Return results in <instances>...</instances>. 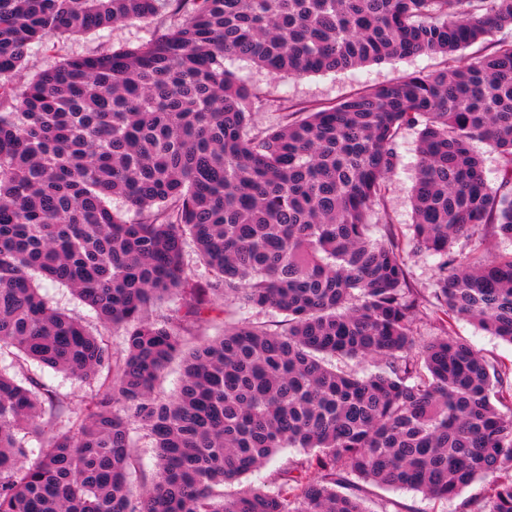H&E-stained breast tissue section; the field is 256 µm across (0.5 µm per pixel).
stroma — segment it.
<instances>
[{
	"mask_svg": "<svg viewBox=\"0 0 512 512\" xmlns=\"http://www.w3.org/2000/svg\"><path fill=\"white\" fill-rule=\"evenodd\" d=\"M170 25L168 13L163 12L147 21L128 20L94 33L72 36L60 41L34 43L28 48L27 72L31 75L36 74L53 66L60 57L67 55H85L112 48L135 47L151 40ZM224 66L249 81L262 95L313 109L336 104L355 93L405 75L439 70L444 66V59L438 55L418 54L297 79L288 76L270 77L264 70L242 57L226 58ZM397 152L399 164L390 178L386 196L390 222L386 225H371L370 235L372 238L380 239L391 231L404 242L403 258L408 279L422 295L428 296L434 288L438 259L428 253L416 251L409 244V226L414 219L410 196L418 161L417 129L403 130L397 141ZM280 320V314L275 311L251 308L236 299L221 297L208 313L206 322L201 323L197 329L196 336L200 339L219 336L223 334L226 326L241 321L276 325ZM450 333L466 340L491 364L512 372V344L486 334L475 322L469 320L453 321ZM302 456V449H284L263 466L242 477L240 481L225 485V496H234L249 486H270L277 472L287 461H295ZM485 489V482L477 481L463 491L461 498L445 500L406 489L370 487L364 494V505L367 512H460L462 499L482 497Z\"/></svg>",
	"mask_w": 512,
	"mask_h": 512,
	"instance_id": "obj_1",
	"label": "stroma"
}]
</instances>
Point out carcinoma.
I'll use <instances>...</instances> for the list:
<instances>
[{
  "instance_id": "1",
  "label": "carcinoma",
  "mask_w": 512,
  "mask_h": 512,
  "mask_svg": "<svg viewBox=\"0 0 512 512\" xmlns=\"http://www.w3.org/2000/svg\"><path fill=\"white\" fill-rule=\"evenodd\" d=\"M163 8L175 22L145 44L26 76L32 43ZM509 27L512 0H0V349L24 373L0 372V512H364L362 483L450 499L480 478L484 498L461 512H512V382L449 334L466 318L512 344V252L449 249L464 233L512 242V40L459 57ZM420 53L446 65L320 109L279 104L272 129L252 116L274 102L224 68L234 55L298 78ZM416 127L412 241L440 257V333L423 343L399 238L369 236L389 223L397 139ZM475 141L498 154L493 186ZM37 275L100 329L51 307ZM218 296L284 320L190 343ZM165 297L176 307L153 314ZM366 357L383 369L328 363ZM30 361L92 385L84 408ZM284 448L304 456L273 487L224 499Z\"/></svg>"
}]
</instances>
